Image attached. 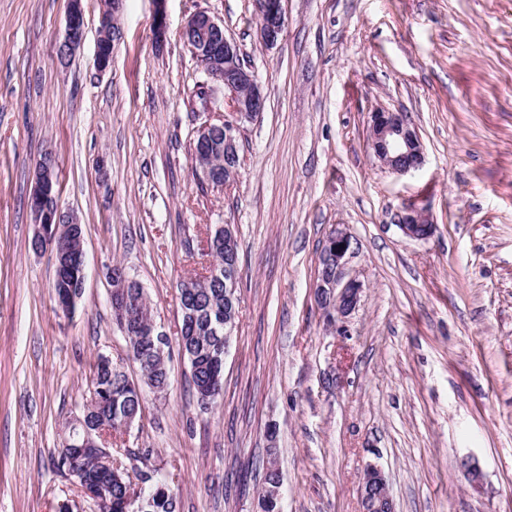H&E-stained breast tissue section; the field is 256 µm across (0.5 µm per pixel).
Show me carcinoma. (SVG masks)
<instances>
[{
	"label": "carcinoma",
	"mask_w": 512,
	"mask_h": 512,
	"mask_svg": "<svg viewBox=\"0 0 512 512\" xmlns=\"http://www.w3.org/2000/svg\"><path fill=\"white\" fill-rule=\"evenodd\" d=\"M117 299L125 304L129 317L126 340L133 361L139 365L141 382L147 387L162 392L168 386L169 372L163 358L139 359L144 342V329L153 321L152 311L145 293L132 286ZM179 300L182 324L177 338L178 346L186 350L190 373L198 403L206 406L202 389L209 388L212 394L221 392L224 384V280L190 279L179 285ZM88 385L97 388L98 401L84 409L86 424L95 430L109 422L115 433H121L123 422L131 417H141L142 393L113 380L112 372L101 370L95 364ZM67 437L62 447L56 450L53 466L62 471L67 467L81 472L84 482L96 485L97 496L102 502L100 512H180V501L172 489L162 492L159 485L167 484L158 470L141 469L133 472L115 459L116 466L105 468L95 455H77L68 444ZM142 482L137 500H126L127 483L131 479Z\"/></svg>",
	"instance_id": "cac0c4a2"
}]
</instances>
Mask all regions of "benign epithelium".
<instances>
[{
  "label": "benign epithelium",
  "mask_w": 512,
  "mask_h": 512,
  "mask_svg": "<svg viewBox=\"0 0 512 512\" xmlns=\"http://www.w3.org/2000/svg\"><path fill=\"white\" fill-rule=\"evenodd\" d=\"M258 34L261 41L273 47L282 40L285 32L283 0H262L259 6ZM183 33L192 37V54L207 59L208 74L224 84L226 114L219 123L206 121L198 129L205 135L224 136V184L235 177L241 130L245 123L256 119L265 107V96L254 71L241 62L238 46L224 33V24L205 11L190 15ZM85 40V22L82 0H68L63 40L57 55L64 62L73 57ZM369 146L378 160L395 173H406L419 167L423 161V146L402 112L385 108L371 115ZM52 162L40 159L35 165V182L30 204L33 206L37 229L34 239L45 247H55L59 235L77 241L80 260L78 288H84L86 279L84 235L73 214L62 210L58 197L52 193L55 183ZM399 227L404 235L423 240L430 237L435 225L419 212L406 210L399 217ZM352 253V239L340 227L328 235L323 254L329 273H318L316 292L323 309L339 320L349 317L356 309L361 294V284L350 279L342 282V271L347 257ZM238 265L224 266V288L228 297L237 300ZM274 461H269L263 479V497L273 501L282 499V479L277 475ZM361 512H396L395 502L389 492L382 468L370 463L365 468L359 487Z\"/></svg>",
  "instance_id": "benign-epithelium-1"
}]
</instances>
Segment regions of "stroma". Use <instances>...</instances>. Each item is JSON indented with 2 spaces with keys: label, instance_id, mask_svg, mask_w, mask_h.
Here are the masks:
<instances>
[{
  "label": "stroma",
  "instance_id": "obj_1",
  "mask_svg": "<svg viewBox=\"0 0 512 512\" xmlns=\"http://www.w3.org/2000/svg\"><path fill=\"white\" fill-rule=\"evenodd\" d=\"M274 48L256 0H123L112 66L94 53L103 0H83L85 41L56 48L67 0H0V512H94L53 466L98 353L139 372L112 316L108 266L144 287L169 386L112 440L127 467L169 477L181 512H252L269 458L283 512H360L368 463L397 512H512V0H284ZM224 23L263 84L227 186L193 155L201 64L182 39L194 12ZM408 114L424 163L396 174L368 146L377 108ZM56 156L59 202L85 231L75 312L34 252V166ZM422 210L435 231L398 226ZM240 253L224 390L200 411L178 349V286L211 262L210 225ZM354 253L360 302L338 327L314 284L330 231ZM277 426L275 456L266 430ZM483 478L471 486L462 459ZM398 226L404 235L423 240L430 237L434 230V224H429L428 220L419 212L406 210L399 217Z\"/></svg>",
  "mask_w": 512,
  "mask_h": 512
}]
</instances>
